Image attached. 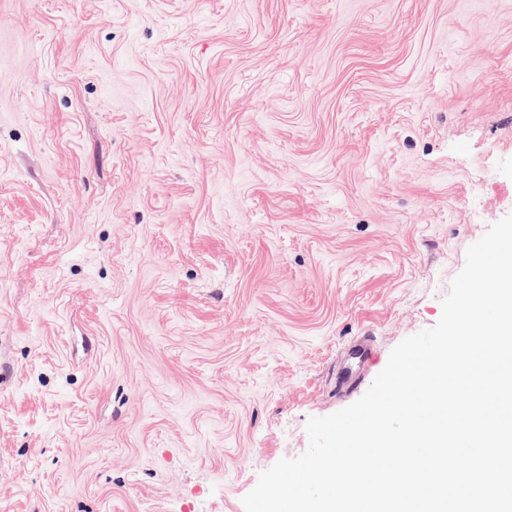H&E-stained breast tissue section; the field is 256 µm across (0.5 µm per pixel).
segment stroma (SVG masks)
<instances>
[{
    "mask_svg": "<svg viewBox=\"0 0 512 512\" xmlns=\"http://www.w3.org/2000/svg\"><path fill=\"white\" fill-rule=\"evenodd\" d=\"M510 213L512 0H0V512H245Z\"/></svg>",
    "mask_w": 512,
    "mask_h": 512,
    "instance_id": "1",
    "label": "stroma"
}]
</instances>
